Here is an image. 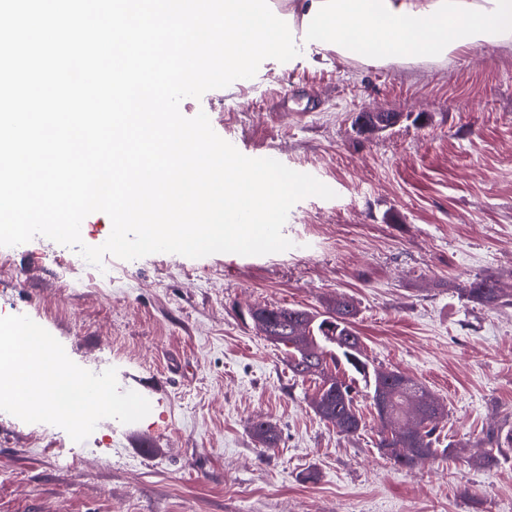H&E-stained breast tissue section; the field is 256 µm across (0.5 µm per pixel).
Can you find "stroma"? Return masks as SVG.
<instances>
[{
	"label": "stroma",
	"instance_id": "1",
	"mask_svg": "<svg viewBox=\"0 0 512 512\" xmlns=\"http://www.w3.org/2000/svg\"><path fill=\"white\" fill-rule=\"evenodd\" d=\"M291 86L317 107L273 111ZM204 107L243 155L277 157L334 198L291 208L283 233L304 251L116 258L95 290L61 277L76 249L43 236L0 248V317L29 316L77 365L104 361L151 405L81 442L0 411V512H56L63 499L70 512H512V446L482 464L485 433L512 432V305L462 293L482 277L512 293V49L366 66L304 47L180 112ZM364 112L395 122L364 131ZM339 294L358 307L372 365L443 405L450 454L395 464L366 399L361 435L338 433L310 404L313 382L294 380L247 316L320 311ZM257 419L275 424L276 447L252 439ZM60 442L70 462L50 454Z\"/></svg>",
	"mask_w": 512,
	"mask_h": 512
}]
</instances>
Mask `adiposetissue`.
I'll return each mask as SVG.
<instances>
[{"label": "adipose tissue", "instance_id": "adipose-tissue-1", "mask_svg": "<svg viewBox=\"0 0 512 512\" xmlns=\"http://www.w3.org/2000/svg\"><path fill=\"white\" fill-rule=\"evenodd\" d=\"M307 44L366 63L512 46V0H281Z\"/></svg>", "mask_w": 512, "mask_h": 512}]
</instances>
